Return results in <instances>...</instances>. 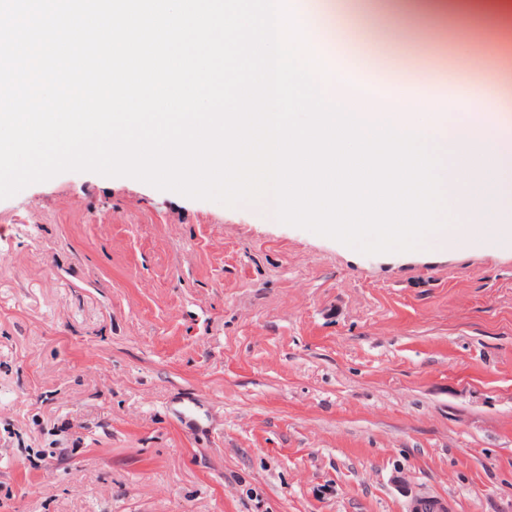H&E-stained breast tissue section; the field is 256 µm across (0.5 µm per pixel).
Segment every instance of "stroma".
Returning a JSON list of instances; mask_svg holds the SVG:
<instances>
[{
    "mask_svg": "<svg viewBox=\"0 0 512 512\" xmlns=\"http://www.w3.org/2000/svg\"><path fill=\"white\" fill-rule=\"evenodd\" d=\"M359 16L512 100L473 6ZM199 406L197 423L178 411ZM512 512V246L364 254L130 177L0 200V512Z\"/></svg>",
    "mask_w": 512,
    "mask_h": 512,
    "instance_id": "1",
    "label": "stroma"
}]
</instances>
